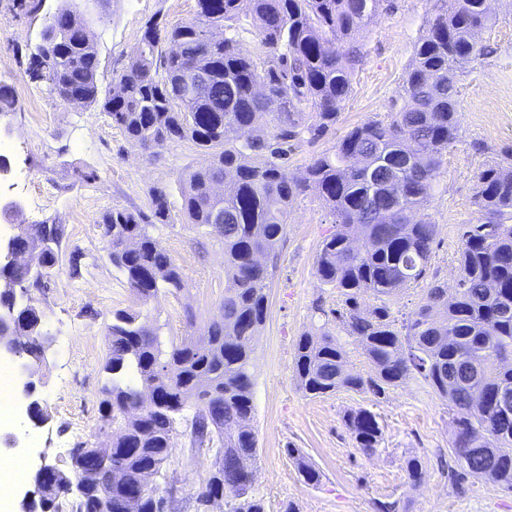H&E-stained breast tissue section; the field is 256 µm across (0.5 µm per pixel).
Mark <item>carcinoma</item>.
<instances>
[{
    "instance_id": "obj_1",
    "label": "carcinoma",
    "mask_w": 512,
    "mask_h": 512,
    "mask_svg": "<svg viewBox=\"0 0 512 512\" xmlns=\"http://www.w3.org/2000/svg\"><path fill=\"white\" fill-rule=\"evenodd\" d=\"M383 0H197L195 16L162 35L146 28L139 50L102 90L99 52L75 0L45 17L57 35L33 65L68 102L97 104L145 149L189 141L211 155L200 168L178 172L176 186L186 223L224 246V300L218 313L188 342L162 337L144 309L177 295L185 275L149 231L169 218V190L152 188L148 211L112 209L99 219L106 257L141 309L112 313L100 410L115 428L112 466L87 477V498L76 512H156L157 498L174 497L175 484L160 488L173 433L186 420L191 450L211 452L213 469L196 499L213 490L236 491L227 512H266L255 490L257 437L253 416V343L263 325L270 265L285 236L289 206L315 190L332 216L334 231L322 241L315 273L343 297L330 312L358 339L374 369L366 378L346 368L345 351L328 331L300 336L294 370L300 389L318 396L347 388L380 395L419 379L455 411L451 451L457 479L497 482L512 491V413L498 393L512 389V165L478 173L476 202L483 216L459 229V288L448 294L430 283L422 302L401 323L385 298L424 279L437 225L424 218L443 157L457 138L458 73L481 55L473 30L492 17L487 0H454L435 15L415 45L406 74V97L386 120L350 129L335 150L312 157L301 178L288 171V147L317 140L336 126L362 60L361 31ZM264 48L241 49L244 35ZM206 81L187 90L193 70ZM63 230L34 224L16 235L20 250L43 245L44 279L59 269ZM0 288V307L12 304L10 286L26 285L28 270L15 267ZM369 294L374 303L363 307ZM43 311L34 302L17 312L11 333L23 359L43 356ZM156 396L141 404L142 388ZM345 424L356 447L371 455L382 435L375 413L350 412ZM488 448V453H474ZM304 481L321 474L296 457Z\"/></svg>"
}]
</instances>
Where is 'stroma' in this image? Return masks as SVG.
<instances>
[{
  "label": "stroma",
  "mask_w": 512,
  "mask_h": 512,
  "mask_svg": "<svg viewBox=\"0 0 512 512\" xmlns=\"http://www.w3.org/2000/svg\"><path fill=\"white\" fill-rule=\"evenodd\" d=\"M61 0H44L41 13L0 0V52L9 64L0 70L18 102L4 139L12 145L10 173L0 178V193L19 197L22 209L13 222L0 221V237L18 234L32 224L60 225L64 235L60 268L45 291L32 296L43 312L44 328L55 338L46 362L31 363L18 381H33V397L46 416L34 425L17 397L12 421L0 436L13 435L15 450L0 452L10 460L23 454L28 470L49 464L70 468L76 444L95 446L106 425L99 407L102 364L107 345L105 324L113 311L134 307L135 298L105 257L99 218L119 208L147 210L151 187L173 185L176 170L205 165L209 156L188 142L169 143L156 152L141 149L114 126L96 105L59 100L50 83L36 78L32 60L44 14ZM494 15L479 30L483 53L463 73L458 105L459 137L442 167L426 213L438 226L437 243L426 279L388 299L394 317L414 309L431 280L454 287L457 277L458 229L481 220L476 204L477 175L486 163L512 162V0H490ZM196 0H81L82 14L100 51L98 79L109 87L137 50L147 23L172 27L190 20ZM435 12L434 0H384L361 33L363 62L352 77V92L334 129L319 141L295 143L288 170L301 176L311 158L334 148L354 126L382 119L403 95V78L414 59V47ZM37 99L39 119L29 101ZM88 181H80V174ZM171 217L151 232L185 274L178 296L162 298L150 311L165 337L189 340L185 313L205 324L224 298V248L186 224L179 193L170 197ZM330 218L315 191L296 198L268 290V308L254 341L253 403L258 438L256 489L267 512L293 504L296 512H378V503L400 500V512H512V491L494 482L455 480L456 462L440 467L453 433L448 407L417 379L376 396L341 389L310 397L294 372L295 344L321 325L314 303L341 307L336 289L315 275L322 240L332 232ZM91 262L90 274L69 275L72 254ZM367 408L382 427L376 452L356 448L344 417ZM305 457L322 473L320 485L304 482L296 459ZM419 458L422 477L411 482L408 458ZM212 454H191L187 439L175 435L165 466L177 481L179 512H199L195 492L210 472Z\"/></svg>",
  "instance_id": "35a3bbf8"
}]
</instances>
